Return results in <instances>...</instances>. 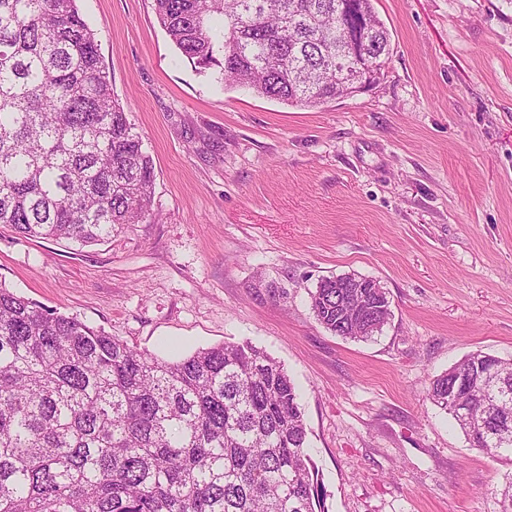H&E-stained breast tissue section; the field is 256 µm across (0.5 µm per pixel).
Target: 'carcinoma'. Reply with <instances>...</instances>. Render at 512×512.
I'll return each mask as SVG.
<instances>
[{"instance_id": "carcinoma-1", "label": "carcinoma", "mask_w": 512, "mask_h": 512, "mask_svg": "<svg viewBox=\"0 0 512 512\" xmlns=\"http://www.w3.org/2000/svg\"><path fill=\"white\" fill-rule=\"evenodd\" d=\"M160 25L201 70L291 106L345 97L362 51L390 43L374 0H154ZM154 167L102 63L77 0H0V224L80 246L150 215ZM345 277L310 292L316 320L368 340L391 316L342 319L360 303ZM512 388V359L493 357ZM479 384L466 355L428 396L454 422L444 388ZM472 445L512 465V392L473 397ZM307 427L283 366L249 342L178 361L137 351L75 317L0 286V512H325Z\"/></svg>"}]
</instances>
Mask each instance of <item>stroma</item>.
<instances>
[{"label":"stroma","instance_id":"1","mask_svg":"<svg viewBox=\"0 0 512 512\" xmlns=\"http://www.w3.org/2000/svg\"><path fill=\"white\" fill-rule=\"evenodd\" d=\"M381 81L316 108L183 57L154 0H78L154 163L145 223L103 244L0 225V286L176 360L251 342L294 381L328 512H498L506 468L428 397L512 359V0H375ZM385 288L368 341L315 319L319 279Z\"/></svg>","mask_w":512,"mask_h":512}]
</instances>
